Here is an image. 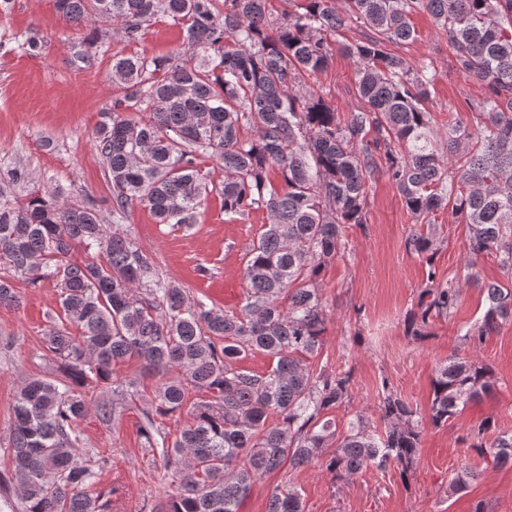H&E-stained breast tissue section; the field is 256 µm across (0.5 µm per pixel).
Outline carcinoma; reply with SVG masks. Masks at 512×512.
I'll list each match as a JSON object with an SVG mask.
<instances>
[{"label": "carcinoma", "mask_w": 512, "mask_h": 512, "mask_svg": "<svg viewBox=\"0 0 512 512\" xmlns=\"http://www.w3.org/2000/svg\"><path fill=\"white\" fill-rule=\"evenodd\" d=\"M306 2L305 13L275 23L268 0H224L222 10L217 0H57L67 22L96 35L94 24L110 20L133 43L147 22L168 17L191 50L188 58L112 59L115 95L95 135L112 214L122 219L140 204L159 224L196 223L210 193L197 162L208 155L224 167V215L262 209L271 223L245 254V303L225 313L161 280L153 258L108 232L88 204L37 194L19 207L0 205V262L60 288L62 326L43 336L60 376L25 383L13 406L8 448L24 512H106L103 495L90 492L97 471L79 453L78 422L87 388L110 381L134 395L135 382L114 379L131 359L159 377L138 432L176 478L152 512H240L253 485L285 464L299 471L320 461L335 478L370 468L404 478L414 469L422 418L385 379L383 432L358 416L337 437L328 412L348 398L353 372L309 364L325 343L320 277L344 245L345 226L366 223L368 187L382 173L422 223L409 246L428 265L427 284L405 318L407 335L428 336L430 320L451 314L460 297L459 287L436 281L435 212L451 208L467 224L469 257L496 253L512 280V0H345L341 10L334 0ZM418 11L445 32L458 73L485 88L484 121L473 132L448 125L446 158L428 108L433 75L397 52L414 40ZM353 21L370 34L339 44L357 64L361 102L342 116L306 78L327 68L328 37ZM247 127L255 134L243 139ZM273 173L283 190L272 187ZM77 245L102 256L71 263ZM19 303L0 278V305ZM507 321L512 285L487 284L483 314L462 340L480 345ZM255 351L270 369L240 366ZM494 386L489 365L448 359L432 381L428 423L448 424ZM191 388L200 396L189 404ZM184 411L189 422L171 441L157 418ZM468 440L492 467L512 462V433L496 431L492 419ZM474 478L467 468L452 474L447 494ZM266 512H304L299 489L274 488Z\"/></svg>", "instance_id": "cac0c4a2"}]
</instances>
